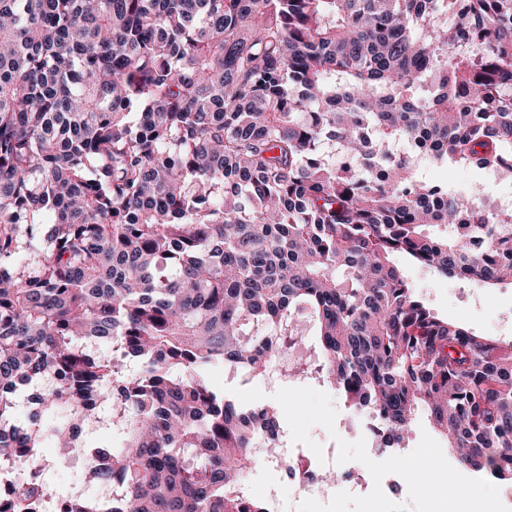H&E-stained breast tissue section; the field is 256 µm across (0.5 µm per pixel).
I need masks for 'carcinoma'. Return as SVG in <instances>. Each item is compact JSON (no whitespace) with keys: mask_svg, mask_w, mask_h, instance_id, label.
Returning a JSON list of instances; mask_svg holds the SVG:
<instances>
[{"mask_svg":"<svg viewBox=\"0 0 512 512\" xmlns=\"http://www.w3.org/2000/svg\"><path fill=\"white\" fill-rule=\"evenodd\" d=\"M424 162L512 177V0H0V512H271L286 429L214 364L337 388L381 448L424 410L512 480V341L395 262L512 285V211ZM106 410L112 501L52 496L43 443Z\"/></svg>","mask_w":512,"mask_h":512,"instance_id":"carcinoma-1","label":"carcinoma"}]
</instances>
